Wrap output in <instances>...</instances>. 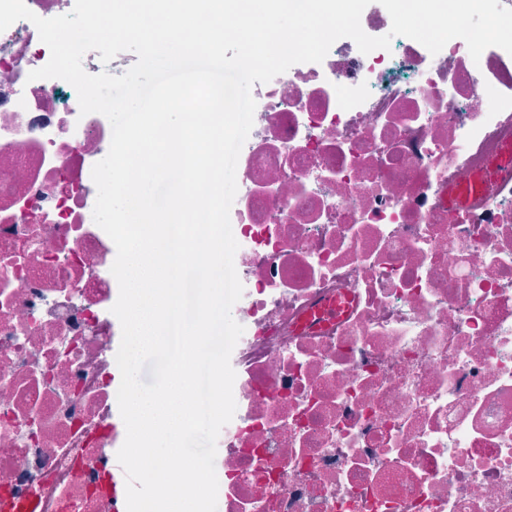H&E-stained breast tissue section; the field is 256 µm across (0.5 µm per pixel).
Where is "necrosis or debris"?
<instances>
[{
	"label": "necrosis or debris",
	"mask_w": 512,
	"mask_h": 512,
	"mask_svg": "<svg viewBox=\"0 0 512 512\" xmlns=\"http://www.w3.org/2000/svg\"><path fill=\"white\" fill-rule=\"evenodd\" d=\"M49 59L30 21L0 32V512H114L112 129L28 81ZM254 99L224 512H512V55L342 38Z\"/></svg>",
	"instance_id": "necrosis-or-debris-1"
}]
</instances>
